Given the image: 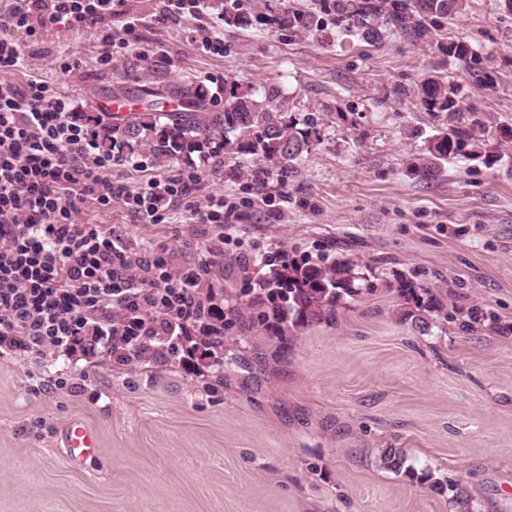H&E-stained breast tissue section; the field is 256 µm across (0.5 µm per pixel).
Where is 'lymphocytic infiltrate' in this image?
Returning a JSON list of instances; mask_svg holds the SVG:
<instances>
[{
	"mask_svg": "<svg viewBox=\"0 0 512 512\" xmlns=\"http://www.w3.org/2000/svg\"><path fill=\"white\" fill-rule=\"evenodd\" d=\"M122 3L11 0L0 10V74L23 66L18 35L95 24ZM117 166L143 171L148 159L101 152L63 87L0 81V358L68 354L88 340L105 348L115 336L173 346L201 328L198 270L174 267L162 245L132 253L110 230L75 217L86 204L117 202L161 223L178 204L192 223L219 227L210 253L220 256L236 233L237 203L221 194L199 199L193 167L132 189L113 181Z\"/></svg>",
	"mask_w": 512,
	"mask_h": 512,
	"instance_id": "1",
	"label": "lymphocytic infiltrate"
}]
</instances>
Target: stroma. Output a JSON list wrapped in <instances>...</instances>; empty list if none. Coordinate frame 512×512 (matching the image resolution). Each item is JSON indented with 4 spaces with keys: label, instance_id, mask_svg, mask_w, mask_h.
Instances as JSON below:
<instances>
[{
    "label": "stroma",
    "instance_id": "obj_1",
    "mask_svg": "<svg viewBox=\"0 0 512 512\" xmlns=\"http://www.w3.org/2000/svg\"><path fill=\"white\" fill-rule=\"evenodd\" d=\"M273 6L315 12L323 26L290 37L225 26L213 10L162 24L160 0H125L139 39L117 66L96 62L98 26L57 25L23 41L26 67L4 79L63 85L82 112L158 81L277 86L290 112L321 127L298 173L265 161L252 193L232 168L190 161L203 193L244 202L240 241L224 253L324 250L365 266L372 291L288 343L259 330L225 340L220 380L198 357L150 368L100 350L0 359V512H456L447 495L381 469L386 448L458 483L474 512H512V140L488 135L512 128V0H465L442 20L444 37L478 58L471 71L399 34L372 45L343 36L323 0ZM199 24L223 35V55L201 51ZM437 72L461 87L495 161L452 158L425 181L408 165L448 120L407 91ZM283 188L291 201L271 215L262 198ZM79 219L135 251L163 244L181 266L204 263L218 233L181 208L162 224L117 203ZM402 274L445 301L428 332L389 289ZM74 420L98 437L82 467L59 446Z\"/></svg>",
    "mask_w": 512,
    "mask_h": 512
}]
</instances>
